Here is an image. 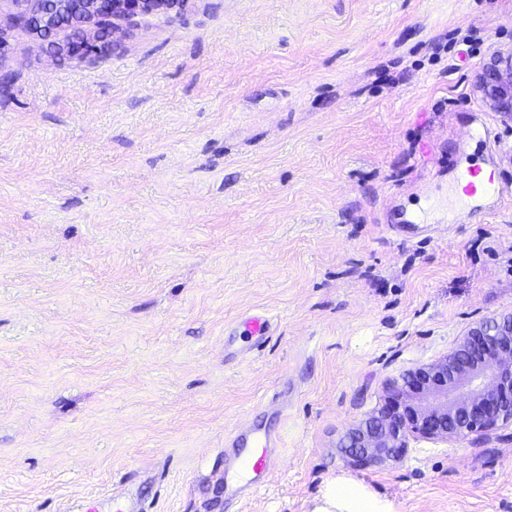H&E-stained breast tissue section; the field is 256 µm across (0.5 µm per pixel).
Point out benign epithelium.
Returning <instances> with one entry per match:
<instances>
[{
  "label": "benign epithelium",
  "instance_id": "benign-epithelium-1",
  "mask_svg": "<svg viewBox=\"0 0 512 512\" xmlns=\"http://www.w3.org/2000/svg\"><path fill=\"white\" fill-rule=\"evenodd\" d=\"M16 22L59 56L108 48L112 30L154 14L178 16L189 0H12ZM69 30V38H57ZM482 99L512 117V50L498 53L478 76ZM390 406L354 424L339 442L363 464L397 457L411 437L462 440L512 425V312L472 326L443 358L416 367L387 387Z\"/></svg>",
  "mask_w": 512,
  "mask_h": 512
}]
</instances>
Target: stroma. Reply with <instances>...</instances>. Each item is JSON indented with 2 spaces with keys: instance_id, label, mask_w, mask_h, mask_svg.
<instances>
[{
  "instance_id": "1",
  "label": "stroma",
  "mask_w": 512,
  "mask_h": 512,
  "mask_svg": "<svg viewBox=\"0 0 512 512\" xmlns=\"http://www.w3.org/2000/svg\"><path fill=\"white\" fill-rule=\"evenodd\" d=\"M0 0V512H512V426L362 468L387 384L512 312V0H189L63 59ZM272 333L247 347L242 319ZM232 347H225V339ZM282 439L266 482L224 450ZM477 83L482 99L492 109L512 117V49L485 63ZM504 191L502 184L496 183L493 177H489L487 182L476 184L474 181L469 180L463 188V194L467 197V201L472 204L480 201L484 196L501 195ZM313 512H396L393 501L370 486L347 477L326 484Z\"/></svg>"
}]
</instances>
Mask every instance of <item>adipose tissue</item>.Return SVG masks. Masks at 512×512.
<instances>
[{"label": "adipose tissue", "mask_w": 512, "mask_h": 512, "mask_svg": "<svg viewBox=\"0 0 512 512\" xmlns=\"http://www.w3.org/2000/svg\"><path fill=\"white\" fill-rule=\"evenodd\" d=\"M313 512H396L393 501L357 480L339 477L326 484Z\"/></svg>", "instance_id": "ef3b65f1"}]
</instances>
